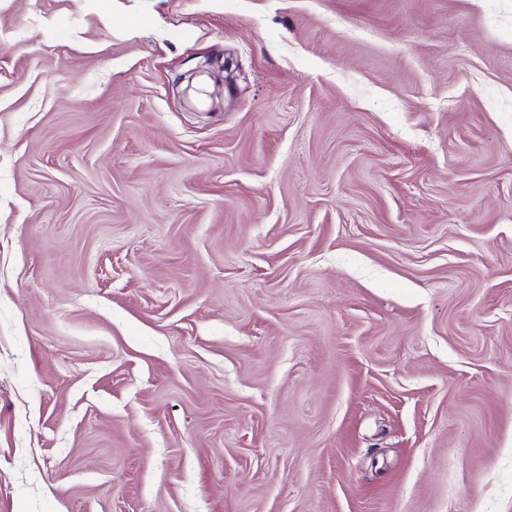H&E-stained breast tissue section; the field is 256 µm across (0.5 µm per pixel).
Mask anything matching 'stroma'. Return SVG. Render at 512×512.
I'll return each mask as SVG.
<instances>
[{"label": "stroma", "mask_w": 512, "mask_h": 512, "mask_svg": "<svg viewBox=\"0 0 512 512\" xmlns=\"http://www.w3.org/2000/svg\"><path fill=\"white\" fill-rule=\"evenodd\" d=\"M0 512H512V0H0Z\"/></svg>", "instance_id": "obj_1"}]
</instances>
